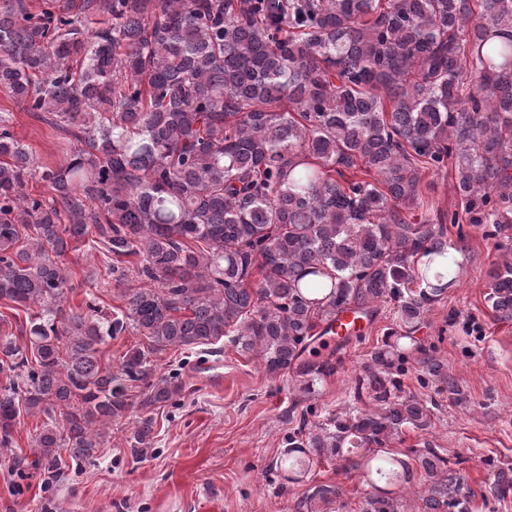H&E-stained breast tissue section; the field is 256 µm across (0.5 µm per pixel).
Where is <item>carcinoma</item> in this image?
Returning <instances> with one entry per match:
<instances>
[{
    "mask_svg": "<svg viewBox=\"0 0 512 512\" xmlns=\"http://www.w3.org/2000/svg\"><path fill=\"white\" fill-rule=\"evenodd\" d=\"M0 86L80 144L35 198L29 152L0 117V302L28 313L0 336L1 448L21 414H42L48 472L60 448L94 458L130 390L144 408L182 393L149 360L169 347L226 339L309 393L336 370L317 328L390 302L394 326L351 403L323 422L301 414L277 465L295 483L314 460L339 461L373 488L360 512H471L441 450L424 443L413 467L392 444L439 409L404 392L410 355L462 401L415 336L459 281L462 225L512 253V0H43L36 13L0 0ZM445 168L461 210L409 221L421 171ZM89 236L123 286L113 317L63 306L62 257ZM490 277L486 302L512 319V261ZM127 330L147 344L114 372L99 346ZM152 433L147 415L134 447ZM416 468L410 506L393 487ZM511 490L512 467L499 470L491 494ZM335 494L318 485L293 512Z\"/></svg>",
    "mask_w": 512,
    "mask_h": 512,
    "instance_id": "carcinoma-1",
    "label": "carcinoma"
}]
</instances>
